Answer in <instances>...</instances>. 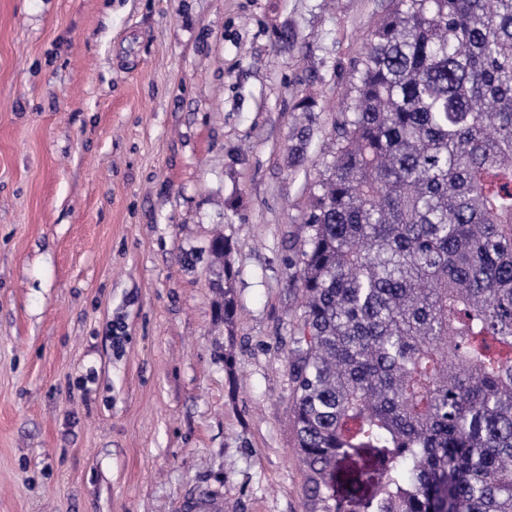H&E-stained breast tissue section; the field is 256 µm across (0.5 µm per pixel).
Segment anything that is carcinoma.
Instances as JSON below:
<instances>
[{
  "label": "carcinoma",
  "instance_id": "obj_1",
  "mask_svg": "<svg viewBox=\"0 0 512 512\" xmlns=\"http://www.w3.org/2000/svg\"><path fill=\"white\" fill-rule=\"evenodd\" d=\"M390 4L291 263L308 512H512V0ZM209 251L230 326L231 244ZM361 451L351 509L336 476Z\"/></svg>",
  "mask_w": 512,
  "mask_h": 512
}]
</instances>
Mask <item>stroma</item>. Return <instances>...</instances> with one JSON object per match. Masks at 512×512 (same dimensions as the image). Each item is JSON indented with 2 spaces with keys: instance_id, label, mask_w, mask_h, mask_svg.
I'll return each instance as SVG.
<instances>
[{
  "instance_id": "obj_1",
  "label": "stroma",
  "mask_w": 512,
  "mask_h": 512,
  "mask_svg": "<svg viewBox=\"0 0 512 512\" xmlns=\"http://www.w3.org/2000/svg\"><path fill=\"white\" fill-rule=\"evenodd\" d=\"M387 6L0 0V512H306L288 264ZM224 243V248L219 247V243ZM209 251L215 260L224 259V324L230 327L235 316L233 292L234 271L230 263L231 244L224 235H216L210 241Z\"/></svg>"
}]
</instances>
